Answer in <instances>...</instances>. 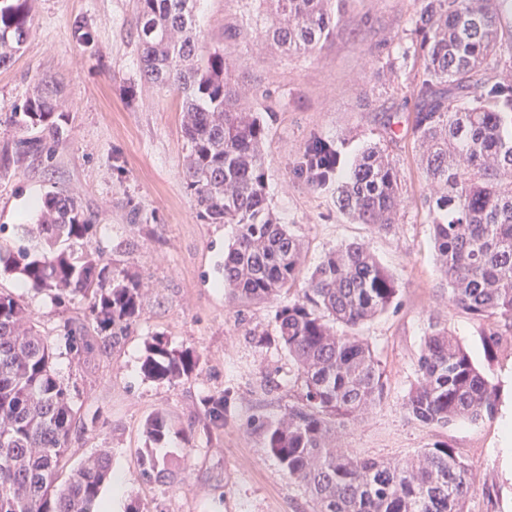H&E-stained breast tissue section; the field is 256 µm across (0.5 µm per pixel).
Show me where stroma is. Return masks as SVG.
I'll return each instance as SVG.
<instances>
[{
    "mask_svg": "<svg viewBox=\"0 0 512 512\" xmlns=\"http://www.w3.org/2000/svg\"><path fill=\"white\" fill-rule=\"evenodd\" d=\"M417 7V0H351L333 35L309 55L284 54L259 34L244 43L229 39L245 22L244 0H201L197 29L208 48L233 63L242 106L253 107L256 85L279 105L264 147L268 196L302 243V276L329 249L360 243L399 285L392 306L358 329L381 364L385 395L337 428L334 447L366 459L402 460L448 443L472 466L469 512H512V451L499 437L501 421L512 415V348L487 354L485 323L449 296L420 204L430 187L409 133L408 97L421 70L388 66L401 55ZM30 10L29 39L8 67H0V154L23 139L9 117L44 75L62 89L67 133L15 157L0 175V245L19 246L17 226L35 221L48 191L74 190L96 217L93 244L103 264L134 276L145 292L136 325L116 347L78 357L58 339L65 324L84 322L86 300L59 304L25 288L17 276L0 277V292L29 305L42 333L58 344L56 368L83 422L71 437L67 469L108 449L125 483L119 492L105 485L101 497L117 498L118 512L136 503L146 512H311L308 496L250 426L252 417L287 410L296 366L283 349L257 341L273 330L270 304H234L224 295L220 268L232 229L196 214L183 174L188 149L181 101L141 79L136 0H31ZM79 18L93 31V49L74 36ZM387 112L398 119L390 148L404 204L397 224L380 233L341 214L331 192L309 189L293 167L313 135L336 139L353 156L384 136ZM433 322L448 327L496 386L493 418L440 427L406 413L404 398ZM155 335L192 349L197 371L171 384L145 377L141 357ZM225 389L233 394L231 412L222 430L207 431L200 400ZM161 410L182 428L155 451L175 469L146 482L139 475L143 424Z\"/></svg>",
    "mask_w": 512,
    "mask_h": 512,
    "instance_id": "obj_1",
    "label": "stroma"
}]
</instances>
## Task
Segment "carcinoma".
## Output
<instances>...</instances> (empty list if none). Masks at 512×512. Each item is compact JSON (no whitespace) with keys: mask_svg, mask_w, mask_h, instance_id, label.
<instances>
[{"mask_svg":"<svg viewBox=\"0 0 512 512\" xmlns=\"http://www.w3.org/2000/svg\"><path fill=\"white\" fill-rule=\"evenodd\" d=\"M258 2L238 36L256 31L287 52L315 51L336 27L348 0H246ZM30 0H0V66L8 65L31 33ZM199 0H137V39L145 83L181 100L182 132L189 151L186 188L198 217L234 229L224 249V291L237 303L274 304L279 347L293 359L296 401L280 417L257 419L256 430L288 478L300 485L313 512H468L471 468L454 448L435 442L400 461L361 459L338 452L336 429L382 400L379 361L356 333L387 310L399 288L395 278L361 246L326 252L290 299L300 279V240L269 207L263 144L274 107L237 105L225 55L209 52L197 35ZM512 0H420L409 22L402 56L419 58L423 78L412 86L410 132L418 163L433 191L422 199L440 270L454 302L490 322L485 351L512 333ZM13 122L38 139L66 131L55 79L38 80ZM335 140L314 136L299 156L297 173L314 189L336 186V207L359 224L386 231L403 202L399 170L387 146L367 145L346 177ZM31 245L0 247V274L53 297L88 300L90 321L103 342L117 345L143 308L141 284L101 265L93 245L92 215L74 192L50 191L32 224L20 225ZM71 352L95 346L74 324L64 326ZM56 347L41 335L34 314L0 293V512H98L111 479L110 456L101 452L74 469L61 486L77 409L55 368ZM198 357L156 335L147 343L142 371L176 382L191 376ZM206 428H222L230 390L201 400ZM415 421L445 426L464 418L495 416L496 391L470 354L437 324L429 326L404 399ZM172 416L151 414L143 424L147 445L140 476L161 473L153 449L175 430Z\"/></svg>","mask_w":512,"mask_h":512,"instance_id":"1","label":"carcinoma"}]
</instances>
